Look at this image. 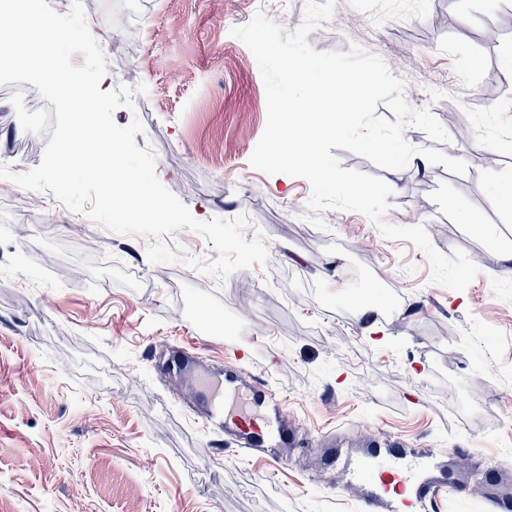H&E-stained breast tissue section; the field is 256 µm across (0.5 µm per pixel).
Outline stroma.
<instances>
[{
    "mask_svg": "<svg viewBox=\"0 0 512 512\" xmlns=\"http://www.w3.org/2000/svg\"><path fill=\"white\" fill-rule=\"evenodd\" d=\"M84 11L104 55L114 28L127 31L121 78L103 88L150 85L135 142L153 149L160 183L197 220L248 216L268 261L218 281L184 263L218 256L186 228L162 238L178 260L153 264L150 238L82 222L51 191L33 211L0 209V512H359L322 435L339 448L399 435L512 473V450L497 445L512 442V412L496 409L512 400V212L491 191L512 170V0H334L307 37L318 51L380 57L407 104L447 131L438 144L415 127L404 137L463 160L465 174L333 154L391 187L388 223L424 225L439 252L467 253L479 273L462 291L432 283L412 242L358 212L309 211L307 180L251 166L266 90L231 30L254 0H137L130 14L85 0ZM40 105L0 89V165L40 164ZM252 182L260 194L246 192ZM228 325L240 366L288 397L301 446L282 465L204 431L162 369L188 343L227 365ZM481 367L500 375L493 398L477 392Z\"/></svg>",
    "mask_w": 512,
    "mask_h": 512,
    "instance_id": "35a3bbf8",
    "label": "stroma"
}]
</instances>
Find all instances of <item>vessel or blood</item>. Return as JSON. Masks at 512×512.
I'll return each mask as SVG.
<instances>
[{
	"mask_svg": "<svg viewBox=\"0 0 512 512\" xmlns=\"http://www.w3.org/2000/svg\"><path fill=\"white\" fill-rule=\"evenodd\" d=\"M187 386L203 410L204 429L222 431L239 450L277 466L295 447L287 401L258 375L214 374L198 363L187 374ZM328 464L343 486L359 490L362 512H433L447 494L468 498L470 480L487 476L474 465L469 481H462L449 470L443 452L406 447L397 436L382 437L351 460L330 449Z\"/></svg>",
	"mask_w": 512,
	"mask_h": 512,
	"instance_id": "obj_1",
	"label": "vessel or blood"
}]
</instances>
